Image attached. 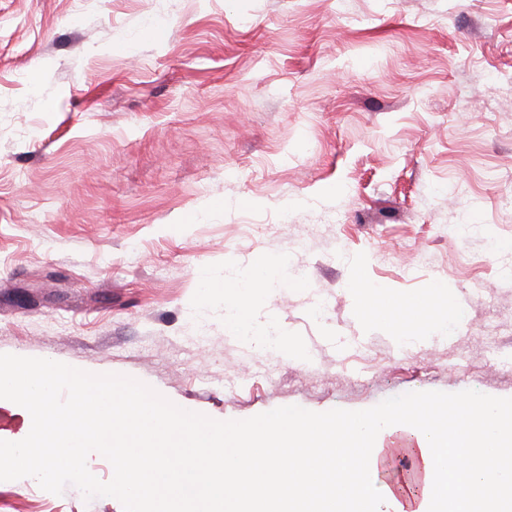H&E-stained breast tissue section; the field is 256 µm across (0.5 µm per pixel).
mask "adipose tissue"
<instances>
[{
  "mask_svg": "<svg viewBox=\"0 0 512 512\" xmlns=\"http://www.w3.org/2000/svg\"><path fill=\"white\" fill-rule=\"evenodd\" d=\"M290 281L281 256L259 258L220 291L224 322L235 336L267 343V324L252 303L261 288ZM363 314L408 343L443 333L458 315L444 283L415 297H381L354 279ZM71 394L69 407L57 401ZM463 434L448 427V406L402 403L378 415L314 419L284 410L262 421L218 426L166 402L139 384L50 361L0 359L1 479L54 481L62 470L93 472L88 451L112 454L115 487L149 512H512V408L470 398L457 408ZM424 481L395 479L386 500L373 484L395 456L394 434Z\"/></svg>",
  "mask_w": 512,
  "mask_h": 512,
  "instance_id": "1",
  "label": "adipose tissue"
}]
</instances>
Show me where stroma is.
<instances>
[{
  "label": "stroma",
  "mask_w": 512,
  "mask_h": 512,
  "mask_svg": "<svg viewBox=\"0 0 512 512\" xmlns=\"http://www.w3.org/2000/svg\"><path fill=\"white\" fill-rule=\"evenodd\" d=\"M158 25L157 39L144 29ZM512 0H0V358L134 381L223 424L512 403ZM483 227L460 239L455 224ZM285 254L229 335L204 283ZM447 283L446 334L361 316ZM61 478L0 512H146Z\"/></svg>",
  "instance_id": "1"
}]
</instances>
